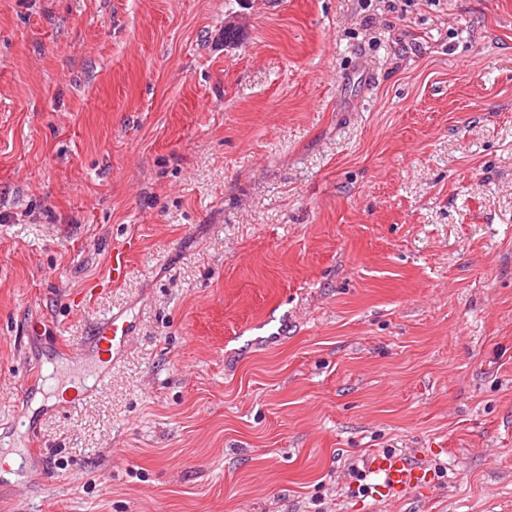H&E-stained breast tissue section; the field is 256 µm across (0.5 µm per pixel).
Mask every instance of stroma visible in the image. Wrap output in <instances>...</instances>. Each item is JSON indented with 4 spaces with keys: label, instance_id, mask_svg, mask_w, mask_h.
Returning a JSON list of instances; mask_svg holds the SVG:
<instances>
[{
    "label": "stroma",
    "instance_id": "35a3bbf8",
    "mask_svg": "<svg viewBox=\"0 0 512 512\" xmlns=\"http://www.w3.org/2000/svg\"><path fill=\"white\" fill-rule=\"evenodd\" d=\"M2 448L0 512H512V0H0ZM135 245L133 239L113 243L109 259V270L110 276H112V282H118L126 275L130 255ZM133 332L134 329L131 323L121 315L114 313L95 326L90 336V345L98 355L100 368L110 366L113 355L121 351ZM100 368L95 372L79 375L72 379V384L77 386V391L71 402L84 400L83 389L101 381L103 372ZM369 469L375 476L372 493L377 498L423 489L429 482L425 467L404 454H375L369 461Z\"/></svg>",
    "mask_w": 512,
    "mask_h": 512
}]
</instances>
